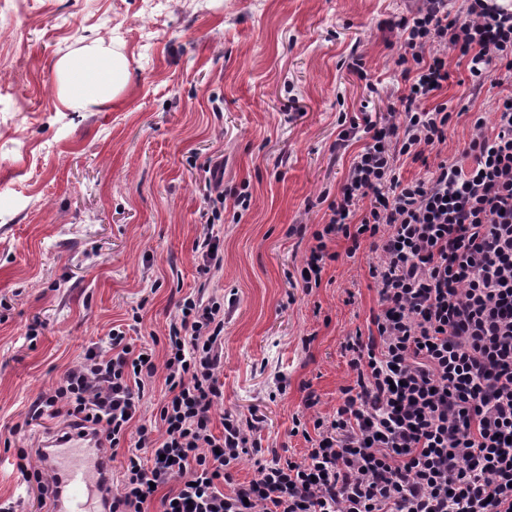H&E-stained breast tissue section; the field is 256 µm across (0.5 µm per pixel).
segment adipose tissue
I'll return each mask as SVG.
<instances>
[{"label": "adipose tissue", "mask_w": 512, "mask_h": 512, "mask_svg": "<svg viewBox=\"0 0 512 512\" xmlns=\"http://www.w3.org/2000/svg\"><path fill=\"white\" fill-rule=\"evenodd\" d=\"M59 67L68 95L81 107L107 104L125 87L129 74L125 57L103 45L62 58Z\"/></svg>", "instance_id": "1"}]
</instances>
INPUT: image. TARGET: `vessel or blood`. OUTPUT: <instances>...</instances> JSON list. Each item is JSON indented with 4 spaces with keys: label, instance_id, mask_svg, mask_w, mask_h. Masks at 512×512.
I'll list each match as a JSON object with an SVG mask.
<instances>
[{
    "label": "vessel or blood",
    "instance_id": "obj_1",
    "mask_svg": "<svg viewBox=\"0 0 512 512\" xmlns=\"http://www.w3.org/2000/svg\"><path fill=\"white\" fill-rule=\"evenodd\" d=\"M44 465L59 482L50 512H109L112 466L106 449L92 435L70 432L43 443Z\"/></svg>",
    "mask_w": 512,
    "mask_h": 512
}]
</instances>
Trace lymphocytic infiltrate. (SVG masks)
I'll return each mask as SVG.
<instances>
[{
  "instance_id": "1",
  "label": "lymphocytic infiltrate",
  "mask_w": 512,
  "mask_h": 512,
  "mask_svg": "<svg viewBox=\"0 0 512 512\" xmlns=\"http://www.w3.org/2000/svg\"><path fill=\"white\" fill-rule=\"evenodd\" d=\"M396 20L409 84L388 122L351 120L337 144L365 146L322 228L310 235L293 286L312 291L338 260L369 246L379 296L368 334L347 338L353 372L332 418H294L302 458L263 449L260 419L215 416L224 400V300L205 288L176 304L164 353L111 328L39 397L31 419L57 420L123 454L110 512H512V94L482 113L453 160L413 179L399 162L425 161L448 138L455 110L437 96L448 56L464 60L475 86L512 73V10L496 0H419ZM206 204L196 250L201 274L224 268L215 227L224 211V169L203 178ZM368 209H361V202ZM164 400L148 415L155 380ZM257 478L235 481L243 455Z\"/></svg>"
}]
</instances>
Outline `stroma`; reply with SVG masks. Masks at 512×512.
Instances as JSON below:
<instances>
[{
  "mask_svg": "<svg viewBox=\"0 0 512 512\" xmlns=\"http://www.w3.org/2000/svg\"><path fill=\"white\" fill-rule=\"evenodd\" d=\"M412 0H0V498L46 512L13 467L50 421L33 404L112 326L142 306V338L164 337L175 303L203 276L195 250L206 166L248 184L251 206L224 203V402L262 420V446L302 456L292 435L307 392L336 411L353 374L342 345L378 309L369 248L333 243L319 288L291 287L364 139L335 144L340 115L387 114L406 94L402 33L387 21ZM119 50L130 78L109 104L81 109L60 93L58 62L98 42ZM363 56L366 78L348 67ZM442 99L460 112L410 179L457 156L472 115L512 93L475 89L449 56ZM309 234H290L292 225ZM39 323L36 341L30 324Z\"/></svg>",
  "mask_w": 512,
  "mask_h": 512,
  "instance_id": "stroma-1",
  "label": "stroma"
}]
</instances>
